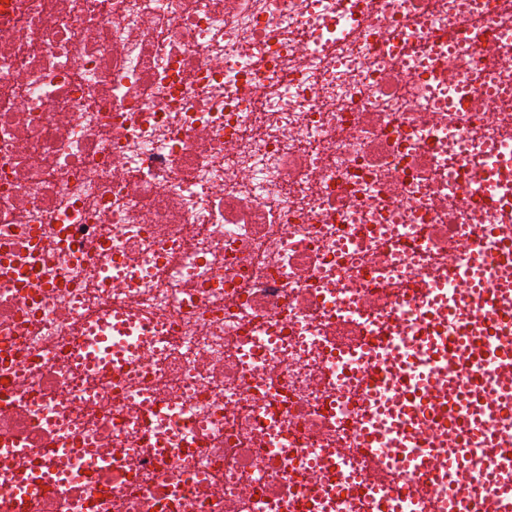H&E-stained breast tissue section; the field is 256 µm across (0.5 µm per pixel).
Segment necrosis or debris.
I'll return each mask as SVG.
<instances>
[{"instance_id":"4bbe7bcc","label":"necrosis or debris","mask_w":512,"mask_h":512,"mask_svg":"<svg viewBox=\"0 0 512 512\" xmlns=\"http://www.w3.org/2000/svg\"><path fill=\"white\" fill-rule=\"evenodd\" d=\"M509 61L512 0H0V512H503L496 373L455 468L371 444L512 313Z\"/></svg>"}]
</instances>
